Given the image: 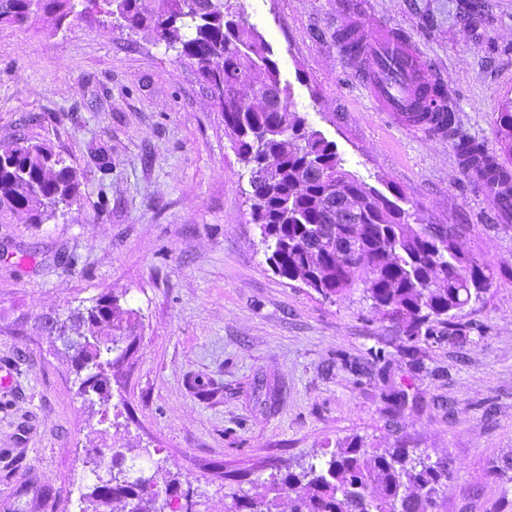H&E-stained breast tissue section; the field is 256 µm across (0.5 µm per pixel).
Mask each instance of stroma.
Returning a JSON list of instances; mask_svg holds the SVG:
<instances>
[{"label": "stroma", "mask_w": 512, "mask_h": 512, "mask_svg": "<svg viewBox=\"0 0 512 512\" xmlns=\"http://www.w3.org/2000/svg\"><path fill=\"white\" fill-rule=\"evenodd\" d=\"M243 3L294 110L346 169L424 223L454 225L488 265L489 287L455 320L467 337L409 349L362 289L330 301L275 274L230 131L153 33L79 18L2 26L0 151L24 136L50 144L85 200L42 224L0 218V512H95L91 449L189 484L193 512H226L229 490L263 492L271 473L355 437L447 461V512H512V481L493 474L512 465V221L460 171L449 136L377 112L336 47L354 19L402 27L434 63L458 134L494 152L512 98V0L477 13L471 0ZM108 296L131 322L103 404L42 320Z\"/></svg>", "instance_id": "stroma-1"}]
</instances>
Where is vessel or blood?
Instances as JSON below:
<instances>
[{"label":"vessel or blood","mask_w":512,"mask_h":512,"mask_svg":"<svg viewBox=\"0 0 512 512\" xmlns=\"http://www.w3.org/2000/svg\"><path fill=\"white\" fill-rule=\"evenodd\" d=\"M338 49L379 111L410 132L442 128L448 107L437 94L440 84L408 33L386 22L367 29L353 21ZM454 152L461 169L493 198L498 211L512 214V168L462 136L455 137Z\"/></svg>","instance_id":"vessel-or-blood-1"}]
</instances>
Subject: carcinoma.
Segmentation results:
<instances>
[{
  "label": "carcinoma",
  "instance_id": "cac0c4a2",
  "mask_svg": "<svg viewBox=\"0 0 512 512\" xmlns=\"http://www.w3.org/2000/svg\"><path fill=\"white\" fill-rule=\"evenodd\" d=\"M103 14L130 32L150 30L167 47L193 64L205 85L225 92L217 106L246 167L262 156L274 160L264 177L250 179L251 221L258 226L268 261L289 280L314 276L312 289L326 299L364 286L372 304L403 326L406 341L438 342L436 328L446 324L472 299L468 285L488 280V268L450 244L430 240L428 225L414 226L416 214L372 189L345 169L335 145L307 127L293 112L291 91L282 83L277 63L263 36L245 17L241 3L230 0H0V26L30 25L51 15L58 24L70 17ZM271 89L270 109L257 108V96ZM289 119L290 133L274 130ZM500 145L512 159V99L499 109ZM357 198L363 209L361 246L356 256L339 258L336 249L310 251L317 233L331 241L343 237L328 200L336 192ZM82 195L76 171L43 141L21 139L0 154V214L23 211L30 223L43 224ZM58 333L89 335L82 356L98 369L99 400H109V372L117 337L127 326L117 315L116 300L76 308ZM97 484L95 502L111 498L103 467L105 456L90 453ZM448 478L444 461L412 458L404 448L378 452L350 441L330 453L324 464L279 474L254 497L229 494L228 512H279L288 494L290 512H445L441 497ZM166 488H160V485ZM159 473L145 476L121 497L130 512H165L173 508Z\"/></svg>",
  "mask_w": 512,
  "mask_h": 512
}]
</instances>
